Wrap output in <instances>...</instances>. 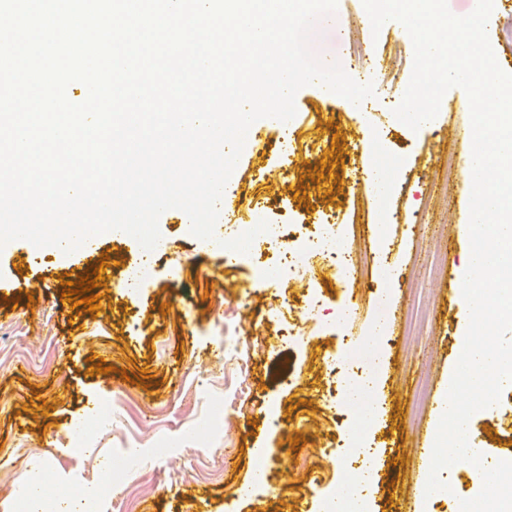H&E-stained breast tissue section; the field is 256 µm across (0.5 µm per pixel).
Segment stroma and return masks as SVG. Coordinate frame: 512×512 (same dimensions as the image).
<instances>
[{
    "label": "stroma",
    "mask_w": 512,
    "mask_h": 512,
    "mask_svg": "<svg viewBox=\"0 0 512 512\" xmlns=\"http://www.w3.org/2000/svg\"><path fill=\"white\" fill-rule=\"evenodd\" d=\"M365 15L362 0H337L311 47L372 83L374 97L362 107L301 88L293 128L254 122L257 140L244 145L224 189L239 207L219 217L217 239L236 236L255 203L263 221L286 225L284 241L228 262L217 240L194 237L173 209L159 219L165 253L99 235V258L149 260L154 276L131 297L113 276L93 313L58 301L53 282L14 289L32 245L0 248L1 479L16 466L23 482L48 478L49 494L63 497L74 485H100L119 453L147 462L124 501L101 499L99 512H142L147 502L153 512H321L328 488L347 484L353 449L368 448L376 463L368 512H400L415 495L420 512H459L460 500L479 494L460 467L442 474L450 492L427 496L415 455L422 426L443 414L469 322L457 295L471 250L458 242L465 187L448 160L466 158L459 134L472 126L470 104L455 87L419 130L397 120L413 43L399 22L376 33ZM356 125L359 138L347 141L343 129ZM375 150L397 161L380 197L364 168ZM323 222L345 235L353 278L257 277ZM386 268L392 279H382ZM313 291L324 297L314 309ZM351 305L355 320L341 326ZM347 344L377 365L367 405L352 414L339 406L341 386L358 370L333 366ZM101 362L109 373L98 372ZM108 397L111 432L95 435L92 451L69 447L70 432L86 428ZM471 422L489 459L512 461V387ZM257 448L283 477L250 489Z\"/></svg>",
    "instance_id": "35a3bbf8"
}]
</instances>
